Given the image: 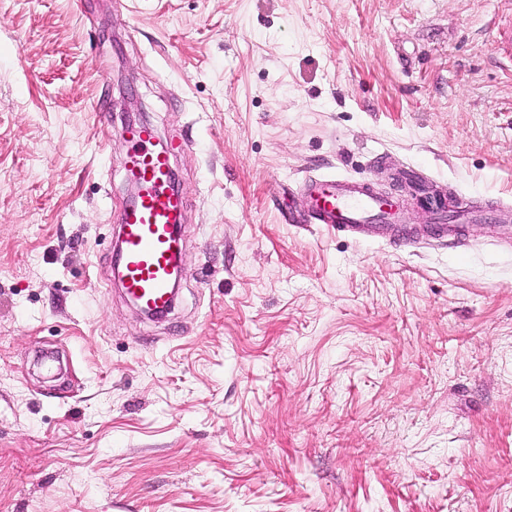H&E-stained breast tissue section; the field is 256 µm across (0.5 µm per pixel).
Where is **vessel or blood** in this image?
Returning <instances> with one entry per match:
<instances>
[{
  "label": "vessel or blood",
  "mask_w": 512,
  "mask_h": 512,
  "mask_svg": "<svg viewBox=\"0 0 512 512\" xmlns=\"http://www.w3.org/2000/svg\"><path fill=\"white\" fill-rule=\"evenodd\" d=\"M125 167L140 192L120 211L121 236L114 264L123 293L141 311L167 314L175 301L174 281L181 273L184 241L180 233L184 201L173 187L171 154L147 123L129 126ZM307 209L288 211L290 224H321L332 233H355L364 226H406L403 203L347 176L306 180Z\"/></svg>",
  "instance_id": "obj_1"
}]
</instances>
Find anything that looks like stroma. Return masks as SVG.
<instances>
[{
	"instance_id": "1",
	"label": "stroma",
	"mask_w": 512,
	"mask_h": 512,
	"mask_svg": "<svg viewBox=\"0 0 512 512\" xmlns=\"http://www.w3.org/2000/svg\"><path fill=\"white\" fill-rule=\"evenodd\" d=\"M141 121L185 202L155 320L112 274ZM417 167L486 222L433 239ZM336 174L412 244L283 223ZM502 202L512 0H0V512H512Z\"/></svg>"
}]
</instances>
